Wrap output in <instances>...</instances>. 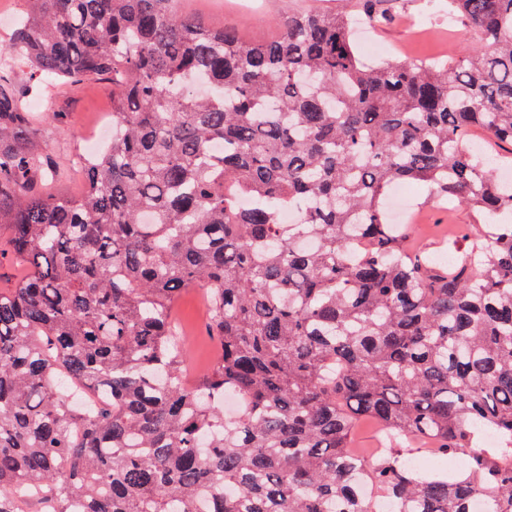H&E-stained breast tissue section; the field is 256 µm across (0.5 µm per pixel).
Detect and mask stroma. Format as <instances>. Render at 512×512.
<instances>
[{"instance_id":"1","label":"stroma","mask_w":512,"mask_h":512,"mask_svg":"<svg viewBox=\"0 0 512 512\" xmlns=\"http://www.w3.org/2000/svg\"><path fill=\"white\" fill-rule=\"evenodd\" d=\"M313 4L314 0H177L175 8L197 14L216 26L236 27L251 39L263 40L273 35L275 19ZM384 4L385 18L375 25L370 36L388 48L389 58H453L471 37L464 20H457L455 28H448V0H384ZM429 7L439 12V22L446 27L436 40L414 35L416 19ZM39 100L33 109L39 119L33 149L49 155L55 165L54 170L44 172L43 188L54 195H79L83 180L73 164L91 144L100 142L101 132L112 116V88L101 80L59 85L40 95ZM57 112L62 113V120H54ZM407 190L403 222L428 253L441 251L443 225H451L460 235L484 227L482 216L432 196L427 186L411 184Z\"/></svg>"}]
</instances>
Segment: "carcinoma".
I'll return each mask as SVG.
<instances>
[{
    "label": "carcinoma",
    "mask_w": 512,
    "mask_h": 512,
    "mask_svg": "<svg viewBox=\"0 0 512 512\" xmlns=\"http://www.w3.org/2000/svg\"><path fill=\"white\" fill-rule=\"evenodd\" d=\"M26 4L0 46V224L27 267L0 288V512H512V185L471 139L512 147V0H448L477 45L443 65L364 58L347 11L252 42L174 0ZM106 75L117 133L82 195L47 196L25 98ZM403 182L487 230L449 267L409 250ZM195 287L219 355L186 385ZM409 439L467 463L414 466Z\"/></svg>",
    "instance_id": "obj_1"
}]
</instances>
